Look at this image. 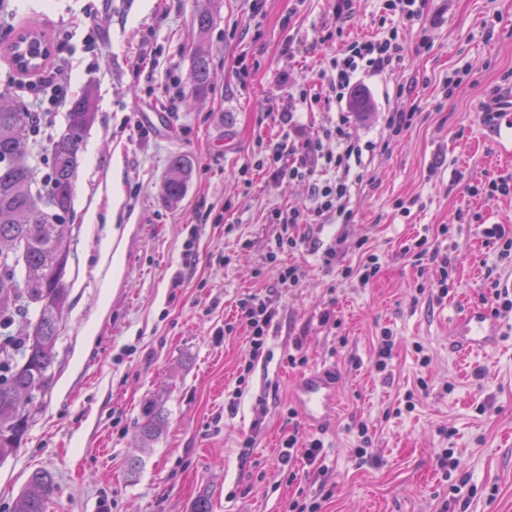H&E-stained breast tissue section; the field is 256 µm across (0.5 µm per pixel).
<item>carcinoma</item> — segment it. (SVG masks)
<instances>
[{
  "label": "carcinoma",
  "mask_w": 512,
  "mask_h": 512,
  "mask_svg": "<svg viewBox=\"0 0 512 512\" xmlns=\"http://www.w3.org/2000/svg\"><path fill=\"white\" fill-rule=\"evenodd\" d=\"M215 0H203L195 13L198 44L192 56V92L204 97L211 87V56L205 36L214 23ZM18 31L9 48L16 70L38 73L53 51L35 23ZM96 119L93 96L70 102L67 127L44 139L32 135L34 113L0 94V463L24 442L30 420L26 396L51 383L60 322L69 304L65 277L75 225L73 179L83 134ZM192 162L173 156L164 182V200H182ZM22 319L26 325L13 333ZM165 419L152 404L142 410L138 436L156 440ZM54 492L52 474L33 471L10 512H46Z\"/></svg>",
  "instance_id": "cac0c4a2"
}]
</instances>
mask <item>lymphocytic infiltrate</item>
Returning a JSON list of instances; mask_svg holds the SVG:
<instances>
[{"label": "lymphocytic infiltrate", "mask_w": 512, "mask_h": 512, "mask_svg": "<svg viewBox=\"0 0 512 512\" xmlns=\"http://www.w3.org/2000/svg\"><path fill=\"white\" fill-rule=\"evenodd\" d=\"M405 59V48L398 40L397 30H389L387 36L376 39H355L344 42L335 56L331 57L330 89L337 103L350 100L351 90L359 72H383L401 67ZM70 71L67 58H60L58 64L38 84L23 86V93L35 98L38 104L35 132L45 136L49 133L46 123L51 111L59 107L68 92ZM348 116H341L334 133L336 153L320 158L315 142H305L302 148H295L290 140L267 146L259 162L260 167L270 171L273 178H303L312 181L314 198L312 205L292 206L277 211L274 223L280 224L282 233L276 234L269 251L270 259H277L279 253L296 249L300 241L289 235V228L310 223L312 218L324 213H335L342 222H350L353 212L350 202V172L353 160L359 159L361 149L353 141L348 129ZM331 171V178L317 181L318 170ZM478 229L487 245L497 253V264L486 267L480 285V299L483 304L502 319L512 317V290L502 285V266L512 264V226L508 224H479ZM403 254L414 257L416 262H427L433 269V283L439 295L449 293V281L454 269L452 257L440 246L429 244L427 238L412 240L404 245ZM239 309L249 333V345L253 355L263 354L268 329L276 316L271 300L257 296L240 299Z\"/></svg>", "instance_id": "f902f5d3"}]
</instances>
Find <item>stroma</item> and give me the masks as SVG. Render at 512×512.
<instances>
[{
	"label": "stroma",
	"mask_w": 512,
	"mask_h": 512,
	"mask_svg": "<svg viewBox=\"0 0 512 512\" xmlns=\"http://www.w3.org/2000/svg\"><path fill=\"white\" fill-rule=\"evenodd\" d=\"M199 0H5L0 81L32 82L13 69L11 27L40 23L71 51L69 96L90 90L97 118L78 153L74 183L70 305L61 323L49 389L31 408L17 454L0 463V512L33 470L50 471L47 512H191L208 495L212 512H287L316 497L319 512H512V334L475 354L468 378L448 346L453 317L479 301L485 266L496 263L475 214L512 225V199L471 197L469 184L512 173L496 157L480 105L512 73V0H429L426 33L400 28L383 0H219L208 46L213 87L191 100ZM398 28L401 68L362 73L349 130L362 149L354 217L297 225L305 246L269 261L276 210L310 204L311 182L243 178L266 145L321 140L341 114L323 75L338 39ZM94 32L95 53L83 47ZM432 47L419 49L421 36ZM465 67L452 95L443 80ZM291 106L283 126L277 109ZM414 114L392 136L388 113ZM189 156L186 194L166 205L174 154ZM456 225L454 285L447 297L410 257L407 240ZM193 240L192 255L184 243ZM373 253L369 284L352 270ZM299 267L279 285L283 263ZM271 298L277 315L262 356L251 357L238 303ZM330 322H323V315ZM396 338L386 370L375 367L384 330ZM301 339L306 362L286 357ZM429 357L420 367L414 352ZM337 373L333 420L311 431L288 418L292 385L305 373ZM427 386L419 388L417 376ZM242 389L232 401L234 389ZM163 413L162 435L136 437L145 403ZM373 444L358 454L359 422ZM316 437L325 458L283 467L288 433ZM454 465L439 466L442 450ZM139 459L136 474L128 463Z\"/></svg>",
	"instance_id": "obj_1"
}]
</instances>
